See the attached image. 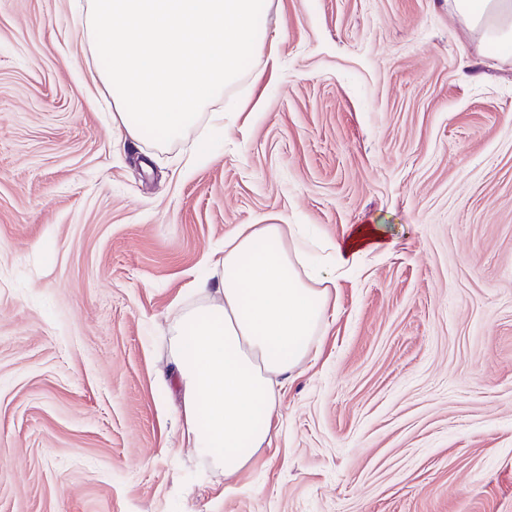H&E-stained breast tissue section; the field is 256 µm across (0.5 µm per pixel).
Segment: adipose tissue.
<instances>
[{"mask_svg": "<svg viewBox=\"0 0 512 512\" xmlns=\"http://www.w3.org/2000/svg\"><path fill=\"white\" fill-rule=\"evenodd\" d=\"M272 0H78L116 122L134 140L194 130L200 109L241 76L268 40ZM488 39L512 43V0H455ZM378 226H353L320 262L295 224H243L224 239L199 300L170 330L181 437L233 480L271 442L282 393L317 348L339 274L382 246Z\"/></svg>", "mask_w": 512, "mask_h": 512, "instance_id": "ef3b65f1", "label": "adipose tissue"}]
</instances>
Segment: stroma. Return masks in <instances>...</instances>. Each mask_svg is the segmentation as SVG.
I'll return each instance as SVG.
<instances>
[{"label": "stroma", "instance_id": "35a3bbf8", "mask_svg": "<svg viewBox=\"0 0 512 512\" xmlns=\"http://www.w3.org/2000/svg\"><path fill=\"white\" fill-rule=\"evenodd\" d=\"M269 36L195 134L135 142L72 0H0V512H512V48L454 0H273ZM242 224L389 246L230 487L157 375Z\"/></svg>", "mask_w": 512, "mask_h": 512}]
</instances>
